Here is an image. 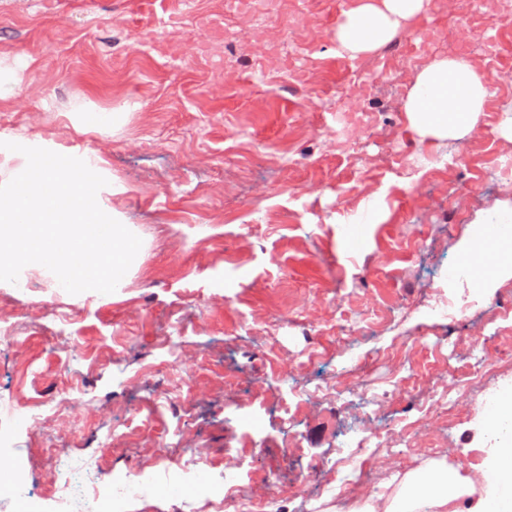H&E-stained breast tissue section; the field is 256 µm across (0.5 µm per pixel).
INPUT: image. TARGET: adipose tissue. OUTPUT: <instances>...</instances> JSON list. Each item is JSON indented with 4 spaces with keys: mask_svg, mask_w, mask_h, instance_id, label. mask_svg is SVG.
Returning a JSON list of instances; mask_svg holds the SVG:
<instances>
[{
    "mask_svg": "<svg viewBox=\"0 0 512 512\" xmlns=\"http://www.w3.org/2000/svg\"><path fill=\"white\" fill-rule=\"evenodd\" d=\"M431 0H353L336 26L338 56L364 58L393 36L428 17ZM491 79L480 65L445 55L430 58L404 102L407 121L421 140L440 142L472 132L490 95ZM512 448H484L468 472L432 459L395 475L354 512H512Z\"/></svg>",
    "mask_w": 512,
    "mask_h": 512,
    "instance_id": "adipose-tissue-1",
    "label": "adipose tissue"
}]
</instances>
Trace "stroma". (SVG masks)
Listing matches in <instances>:
<instances>
[{
    "label": "stroma",
    "mask_w": 512,
    "mask_h": 512,
    "mask_svg": "<svg viewBox=\"0 0 512 512\" xmlns=\"http://www.w3.org/2000/svg\"><path fill=\"white\" fill-rule=\"evenodd\" d=\"M348 0H309L300 29L245 24L234 68L215 23L224 0H0V65L19 87L0 99V135L95 151L125 194L116 207L142 240L139 269L99 299L37 275L0 288V403L47 401L34 425L0 430V463L20 449L32 491L49 496L59 459L95 458L100 478L187 455L221 481L245 473L250 512H334L326 486L374 494L431 458L468 466L491 446L470 391L479 341L487 389L512 388V280L475 298L450 277L459 245L512 205V91L476 129L419 142L400 85L376 79L349 131L315 109L350 74L333 34ZM303 44L319 67L289 85ZM124 113L82 134L83 104ZM463 302L453 317L436 297ZM446 393L448 407L431 404ZM262 425L242 427L241 414ZM366 450L336 472L342 442Z\"/></svg>",
    "instance_id": "stroma-1"
}]
</instances>
